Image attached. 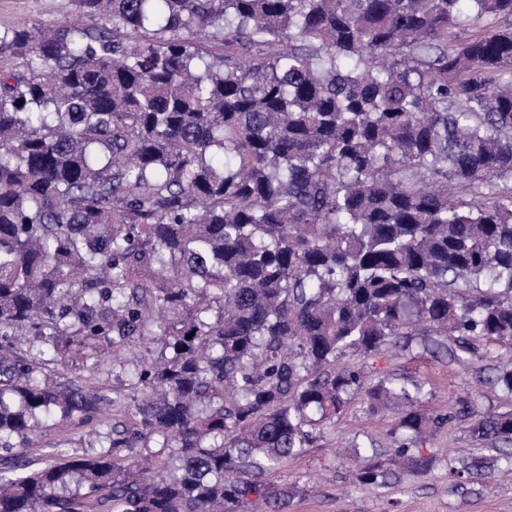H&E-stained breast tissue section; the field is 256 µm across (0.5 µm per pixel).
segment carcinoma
<instances>
[{"instance_id":"1","label":"carcinoma","mask_w":512,"mask_h":512,"mask_svg":"<svg viewBox=\"0 0 512 512\" xmlns=\"http://www.w3.org/2000/svg\"><path fill=\"white\" fill-rule=\"evenodd\" d=\"M72 4L0 32V512H246L359 394L401 406L406 474L456 418L512 472V413L427 414L424 382L341 363L512 349V0ZM104 344L109 449L23 459L39 416L113 403L51 378Z\"/></svg>"}]
</instances>
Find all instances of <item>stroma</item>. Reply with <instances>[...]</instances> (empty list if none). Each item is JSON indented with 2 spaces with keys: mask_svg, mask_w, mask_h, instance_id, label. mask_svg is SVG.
Wrapping results in <instances>:
<instances>
[{
  "mask_svg": "<svg viewBox=\"0 0 512 512\" xmlns=\"http://www.w3.org/2000/svg\"><path fill=\"white\" fill-rule=\"evenodd\" d=\"M72 11L71 0H0V29L22 27L34 20L56 26L65 23ZM500 354L496 346L470 364L461 365L444 354L423 353L412 358L390 345L366 366L373 374L389 372L426 381L425 410L439 412L455 407L458 399L472 398L479 414L496 416L512 412V394L483 382L485 376L494 373ZM96 359L94 351L82 350L59 366L55 378L63 381L78 376L106 394L121 392V378L97 367ZM398 420L397 413L371 410L362 397H354L334 423L324 425L321 437L310 448L267 475V482L284 492V505L262 504L250 507L249 512H512V477L487 470L462 486L449 481V458L495 455L491 441L474 438L467 423L459 421L442 427L424 443L423 454L434 458L426 475H399L382 487L354 486L352 439L371 438L379 452L390 455V432ZM91 442L87 427L51 416L42 418L40 438L23 453L28 460L38 462L51 452L74 454Z\"/></svg>",
  "mask_w": 512,
  "mask_h": 512,
  "instance_id": "1",
  "label": "stroma"
}]
</instances>
